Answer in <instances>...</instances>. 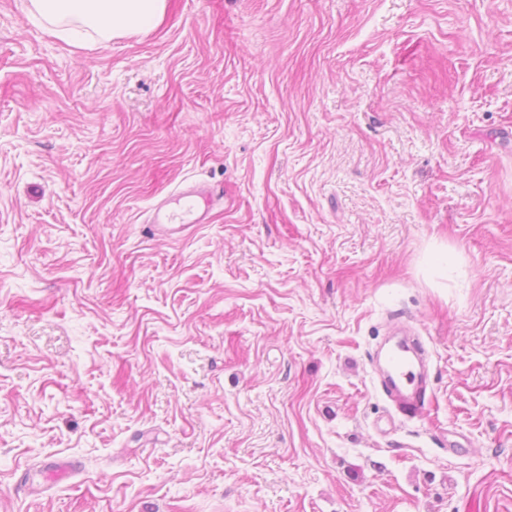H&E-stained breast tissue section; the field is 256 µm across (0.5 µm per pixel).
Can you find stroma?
Instances as JSON below:
<instances>
[{
  "label": "stroma",
  "mask_w": 512,
  "mask_h": 512,
  "mask_svg": "<svg viewBox=\"0 0 512 512\" xmlns=\"http://www.w3.org/2000/svg\"><path fill=\"white\" fill-rule=\"evenodd\" d=\"M0 512H512V0H0ZM166 6V0H31V13L44 20L50 37L65 39L83 29L108 42L156 27ZM213 203V196L203 191H185L166 204L154 208L153 230L166 234H181L204 224ZM413 350L406 341H401L386 353V385L405 417L420 418L424 409L423 380L417 357L410 354Z\"/></svg>",
  "instance_id": "1"
}]
</instances>
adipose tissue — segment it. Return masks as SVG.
Returning a JSON list of instances; mask_svg holds the SVG:
<instances>
[{"mask_svg":"<svg viewBox=\"0 0 512 512\" xmlns=\"http://www.w3.org/2000/svg\"><path fill=\"white\" fill-rule=\"evenodd\" d=\"M31 12L48 36L63 39L83 29L107 42L159 25L166 0H31Z\"/></svg>","mask_w":512,"mask_h":512,"instance_id":"obj_1","label":"adipose tissue"}]
</instances>
